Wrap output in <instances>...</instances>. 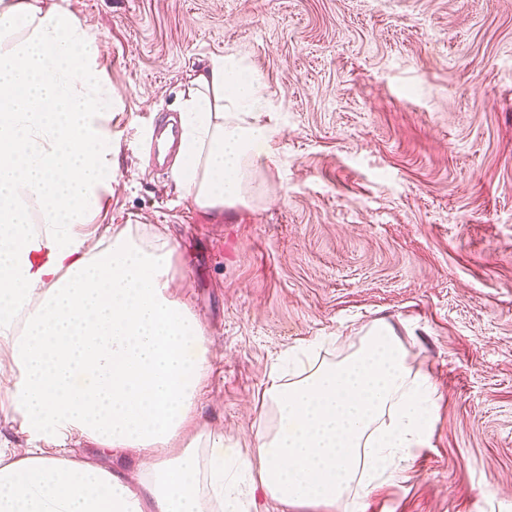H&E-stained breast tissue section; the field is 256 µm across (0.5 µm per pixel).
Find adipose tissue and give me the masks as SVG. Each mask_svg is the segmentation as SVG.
I'll list each match as a JSON object with an SVG mask.
<instances>
[{
	"label": "adipose tissue",
	"instance_id": "1",
	"mask_svg": "<svg viewBox=\"0 0 512 512\" xmlns=\"http://www.w3.org/2000/svg\"><path fill=\"white\" fill-rule=\"evenodd\" d=\"M257 88L214 55L182 95L172 178L198 209L251 196L278 132ZM111 112L80 19L0 0V415L27 436L0 451V512H244L246 476L284 512H363V495L427 445L432 377L411 370L385 320L332 361L320 336L269 370L274 421L254 457L225 446L200 420L209 349L172 294L175 243L90 221L112 189ZM82 439L135 454L134 472L88 459Z\"/></svg>",
	"mask_w": 512,
	"mask_h": 512
}]
</instances>
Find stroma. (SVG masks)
I'll use <instances>...</instances> for the list:
<instances>
[{
  "label": "stroma",
  "mask_w": 512,
  "mask_h": 512,
  "mask_svg": "<svg viewBox=\"0 0 512 512\" xmlns=\"http://www.w3.org/2000/svg\"><path fill=\"white\" fill-rule=\"evenodd\" d=\"M112 90L119 167L95 224L177 244L203 323L201 420L246 450L291 346L391 323L437 421L365 512H512V0H54ZM260 78L280 133L255 199L214 221L142 146L199 61Z\"/></svg>",
  "instance_id": "stroma-1"
}]
</instances>
